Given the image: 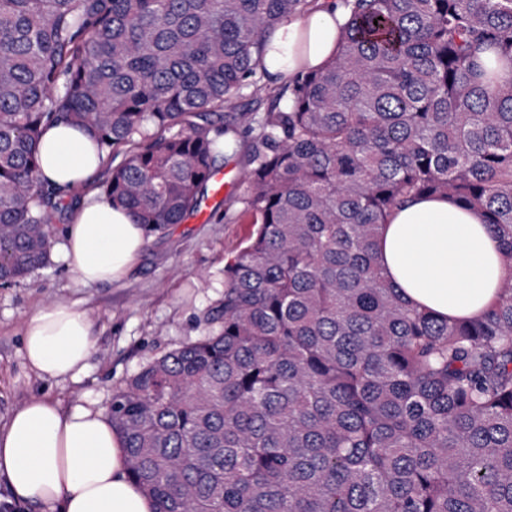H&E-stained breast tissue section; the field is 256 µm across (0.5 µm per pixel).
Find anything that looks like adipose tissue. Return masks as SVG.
I'll use <instances>...</instances> for the list:
<instances>
[{
    "label": "adipose tissue",
    "instance_id": "obj_1",
    "mask_svg": "<svg viewBox=\"0 0 512 512\" xmlns=\"http://www.w3.org/2000/svg\"><path fill=\"white\" fill-rule=\"evenodd\" d=\"M349 18L341 0H316L303 16L269 38L267 70L273 84L321 67L338 48ZM103 163L94 139L64 123L48 126L39 141L44 181L84 195L65 228L64 258L81 284L122 279L137 260L144 231L125 208L90 192ZM376 252L385 275L405 301L441 320L478 318L512 278L497 240L480 213L444 198H413L381 228ZM93 350L89 316L74 306L49 303L24 331V358L40 377L82 374ZM22 502L52 512H154L127 475L124 454L107 414L78 405L61 412L46 399L26 402L0 431V475Z\"/></svg>",
    "mask_w": 512,
    "mask_h": 512
}]
</instances>
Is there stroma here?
<instances>
[{
  "mask_svg": "<svg viewBox=\"0 0 512 512\" xmlns=\"http://www.w3.org/2000/svg\"><path fill=\"white\" fill-rule=\"evenodd\" d=\"M253 133L238 136L222 170L224 192H209L183 223L146 239L135 266L115 283L84 286L54 247L51 263L25 281L0 287V430L27 401L49 398L63 409H108L113 393L150 359L196 340L224 292V266L247 243L253 226L239 184ZM50 302L74 305L93 324L94 348L78 378H40L23 355L28 318Z\"/></svg>",
  "mask_w": 512,
  "mask_h": 512,
  "instance_id": "obj_1",
  "label": "stroma"
}]
</instances>
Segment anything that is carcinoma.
<instances>
[{
	"label": "carcinoma",
	"instance_id": "carcinoma-1",
	"mask_svg": "<svg viewBox=\"0 0 512 512\" xmlns=\"http://www.w3.org/2000/svg\"><path fill=\"white\" fill-rule=\"evenodd\" d=\"M313 0H0V287L50 263L80 203L42 128L124 152L104 193L145 237L199 206ZM336 55L257 119L256 226L208 332L108 416L154 512H512V278L476 320L403 302L376 241L409 198L482 213L512 260V0H345Z\"/></svg>",
	"mask_w": 512,
	"mask_h": 512
}]
</instances>
